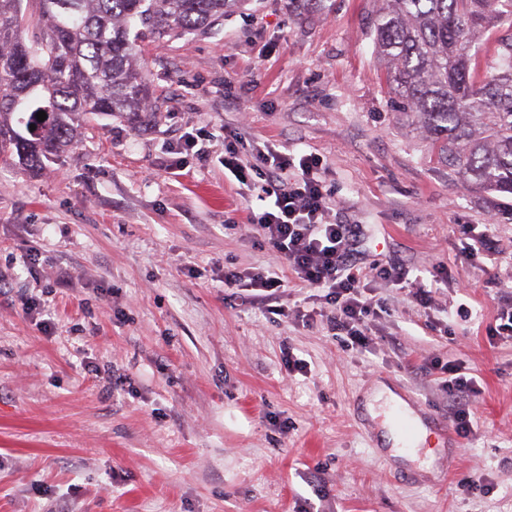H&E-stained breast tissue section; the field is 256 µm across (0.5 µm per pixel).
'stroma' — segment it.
<instances>
[{
    "label": "stroma",
    "instance_id": "obj_1",
    "mask_svg": "<svg viewBox=\"0 0 512 512\" xmlns=\"http://www.w3.org/2000/svg\"><path fill=\"white\" fill-rule=\"evenodd\" d=\"M375 8L246 0L206 33L143 35L150 123L98 120L36 173L0 159V512H512V340L491 336L512 303V195L458 182L393 112ZM228 129L246 154L317 155L359 267L432 284L430 309L372 282L356 351L226 291L225 269L273 267L288 306L325 302L248 232L266 204L225 175ZM188 132L208 156L174 166ZM437 359L477 382L469 437L437 432L455 406ZM379 383L429 430L417 460L367 408Z\"/></svg>",
    "mask_w": 512,
    "mask_h": 512
}]
</instances>
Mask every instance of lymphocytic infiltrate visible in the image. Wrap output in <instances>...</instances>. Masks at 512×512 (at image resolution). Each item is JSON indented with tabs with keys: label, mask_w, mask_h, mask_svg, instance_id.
<instances>
[{
	"label": "lymphocytic infiltrate",
	"mask_w": 512,
	"mask_h": 512,
	"mask_svg": "<svg viewBox=\"0 0 512 512\" xmlns=\"http://www.w3.org/2000/svg\"><path fill=\"white\" fill-rule=\"evenodd\" d=\"M320 166L314 155L272 146L248 156L236 148L224 150L225 170L247 187L253 177H260V190L270 201L267 210L252 218L254 232L273 247L299 282L326 291V310L317 317L299 314L302 326L321 319L332 336L345 337L348 346L362 349L371 341L365 322L370 312L366 297L370 282L382 280L397 286L408 275L397 266H377L367 272L357 267L352 260L355 228L327 220L333 201L323 186ZM243 284L254 290L255 300L271 304L274 314L285 315V308L276 303L281 280L275 273H257L246 279L237 271H225V287Z\"/></svg>",
	"instance_id": "f902f5d3"
}]
</instances>
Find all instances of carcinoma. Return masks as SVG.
Returning a JSON list of instances; mask_svg holds the SVG:
<instances>
[{
	"instance_id": "cac0c4a2",
	"label": "carcinoma",
	"mask_w": 512,
	"mask_h": 512,
	"mask_svg": "<svg viewBox=\"0 0 512 512\" xmlns=\"http://www.w3.org/2000/svg\"><path fill=\"white\" fill-rule=\"evenodd\" d=\"M243 4L0 0V158L38 172L100 118L153 116L136 61L143 32L188 38ZM503 21L512 0H381L371 32L391 105L422 123L437 159L468 187L512 194V38L497 41L486 79L475 53Z\"/></svg>"
}]
</instances>
